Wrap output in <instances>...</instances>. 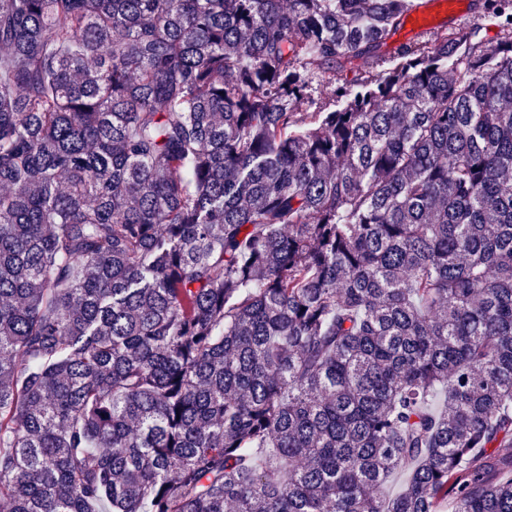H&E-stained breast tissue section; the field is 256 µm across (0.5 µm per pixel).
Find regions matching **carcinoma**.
<instances>
[{
	"instance_id": "1",
	"label": "carcinoma",
	"mask_w": 512,
	"mask_h": 512,
	"mask_svg": "<svg viewBox=\"0 0 512 512\" xmlns=\"http://www.w3.org/2000/svg\"><path fill=\"white\" fill-rule=\"evenodd\" d=\"M478 2L510 36L302 120L409 0H0V505L512 512V0ZM329 77L332 75L327 70H315L310 98L297 111L301 112L302 117L305 118L310 112H329L338 108L337 99L330 94Z\"/></svg>"
}]
</instances>
